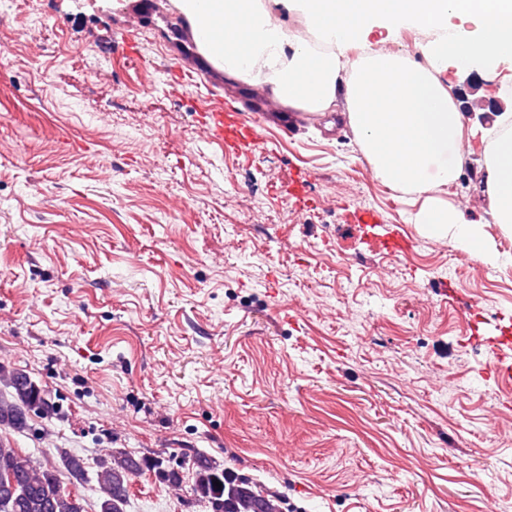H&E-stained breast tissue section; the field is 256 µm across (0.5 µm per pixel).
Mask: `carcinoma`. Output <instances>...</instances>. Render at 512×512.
Returning a JSON list of instances; mask_svg holds the SVG:
<instances>
[{
	"instance_id": "1",
	"label": "carcinoma",
	"mask_w": 512,
	"mask_h": 512,
	"mask_svg": "<svg viewBox=\"0 0 512 512\" xmlns=\"http://www.w3.org/2000/svg\"><path fill=\"white\" fill-rule=\"evenodd\" d=\"M0 381L7 387L0 393V501L14 484L22 492L20 500L0 506V512H86L84 496L74 493V488L89 482L83 457L68 448L56 449L72 479L68 487L58 479L55 467L42 465L11 441V434L31 430L33 417L55 414L51 392L23 369L0 366ZM193 466L190 493L211 512H282L278 496L258 491L247 478L232 476L207 455L198 454ZM146 471L168 488L182 487L177 467L121 450L108 451L96 472L99 512H124L133 479ZM216 481L221 487L214 485Z\"/></svg>"
}]
</instances>
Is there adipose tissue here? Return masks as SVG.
I'll list each match as a JSON object with an SVG mask.
<instances>
[{
	"mask_svg": "<svg viewBox=\"0 0 512 512\" xmlns=\"http://www.w3.org/2000/svg\"><path fill=\"white\" fill-rule=\"evenodd\" d=\"M225 75L268 87L276 100L308 115H325L345 101V117L361 151L384 182L425 196L413 215L432 236H449L468 253L490 255L483 223L431 198L453 183L467 158L466 128L485 141V192L493 223L512 230V113L492 115L491 128L459 110L442 76L496 78L512 68V0H300L315 42L296 39L274 20L265 0H174ZM456 17L460 26H449ZM474 21L475 30L465 29ZM397 34L406 26L437 37L427 65L398 55L362 57L345 66L344 50L372 27Z\"/></svg>",
	"mask_w": 512,
	"mask_h": 512,
	"instance_id": "1",
	"label": "adipose tissue"
}]
</instances>
